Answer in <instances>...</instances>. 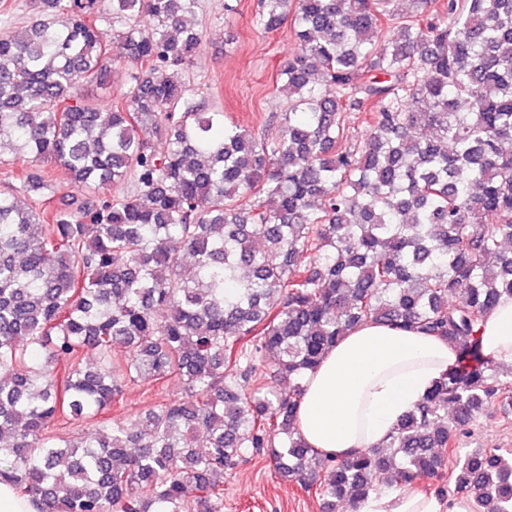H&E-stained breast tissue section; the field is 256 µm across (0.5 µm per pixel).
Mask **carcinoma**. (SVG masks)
I'll use <instances>...</instances> for the list:
<instances>
[{
  "label": "carcinoma",
  "mask_w": 512,
  "mask_h": 512,
  "mask_svg": "<svg viewBox=\"0 0 512 512\" xmlns=\"http://www.w3.org/2000/svg\"><path fill=\"white\" fill-rule=\"evenodd\" d=\"M431 2L260 0L294 51L288 107L257 133L168 75L200 46L198 0H33L0 29V482L39 512H224V476L262 454L336 512L451 454L454 497L512 512V449L464 447L512 412L479 336L512 296V0ZM115 39L134 71L103 110L82 89L108 84ZM37 161L82 201L19 204L50 189ZM365 322L440 336L461 365L387 443L337 459L298 433L301 380ZM144 376L180 396L103 421Z\"/></svg>",
  "instance_id": "obj_1"
}]
</instances>
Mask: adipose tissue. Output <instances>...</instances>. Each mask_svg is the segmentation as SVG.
Masks as SVG:
<instances>
[{
  "mask_svg": "<svg viewBox=\"0 0 512 512\" xmlns=\"http://www.w3.org/2000/svg\"><path fill=\"white\" fill-rule=\"evenodd\" d=\"M480 334L484 348L512 364V297L488 311ZM457 360L447 341L413 329L363 323L351 329L302 380L297 428L323 453L346 458L384 443L404 415L415 410ZM358 512H468L408 492L370 494Z\"/></svg>",
  "mask_w": 512,
  "mask_h": 512,
  "instance_id": "1",
  "label": "adipose tissue"
}]
</instances>
